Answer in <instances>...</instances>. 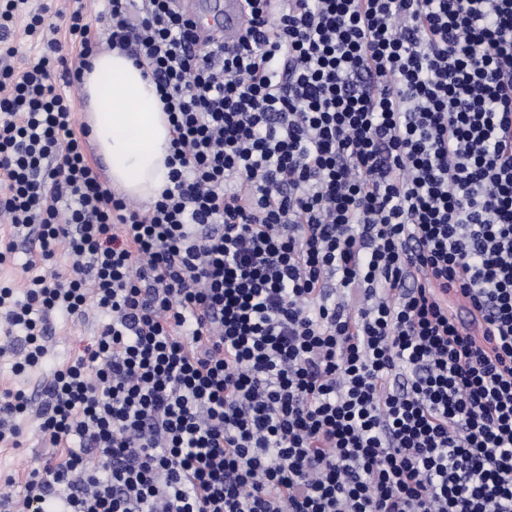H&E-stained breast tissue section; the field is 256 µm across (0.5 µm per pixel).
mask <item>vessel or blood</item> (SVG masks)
Returning a JSON list of instances; mask_svg holds the SVG:
<instances>
[{
  "label": "vessel or blood",
  "instance_id": "obj_1",
  "mask_svg": "<svg viewBox=\"0 0 512 512\" xmlns=\"http://www.w3.org/2000/svg\"><path fill=\"white\" fill-rule=\"evenodd\" d=\"M181 5L197 17L201 34L214 41L235 43L246 29L241 0H181Z\"/></svg>",
  "mask_w": 512,
  "mask_h": 512
}]
</instances>
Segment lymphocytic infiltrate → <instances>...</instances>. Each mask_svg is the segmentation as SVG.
Masks as SVG:
<instances>
[{"label": "lymphocytic infiltrate", "mask_w": 512, "mask_h": 512, "mask_svg": "<svg viewBox=\"0 0 512 512\" xmlns=\"http://www.w3.org/2000/svg\"><path fill=\"white\" fill-rule=\"evenodd\" d=\"M25 2L0 0L43 44L21 72L0 45V265L21 236L73 262L0 281L14 371L48 314L104 320L0 512H512V0H242L228 46L179 0H108L103 34L88 0ZM103 45L169 116L143 209L61 89ZM30 403L0 391V442Z\"/></svg>", "instance_id": "obj_1"}]
</instances>
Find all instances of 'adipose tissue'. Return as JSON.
I'll return each instance as SVG.
<instances>
[{
	"instance_id": "obj_1",
	"label": "adipose tissue",
	"mask_w": 512,
	"mask_h": 512,
	"mask_svg": "<svg viewBox=\"0 0 512 512\" xmlns=\"http://www.w3.org/2000/svg\"><path fill=\"white\" fill-rule=\"evenodd\" d=\"M90 141L108 165L110 183L142 201L169 183L170 124L153 81L119 49L93 60L80 84Z\"/></svg>"
}]
</instances>
